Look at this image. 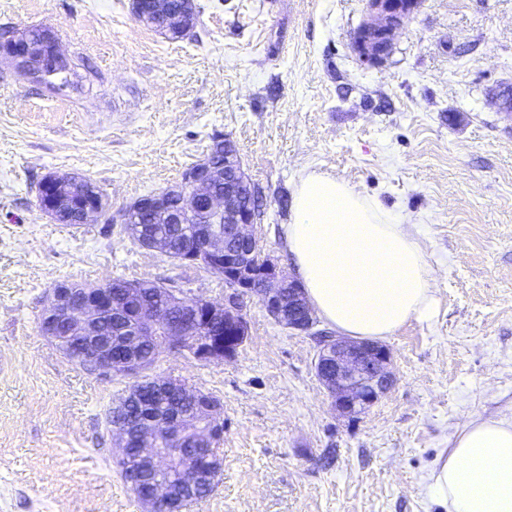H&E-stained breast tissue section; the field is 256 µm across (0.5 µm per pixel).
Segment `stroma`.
<instances>
[{
    "label": "stroma",
    "mask_w": 512,
    "mask_h": 512,
    "mask_svg": "<svg viewBox=\"0 0 512 512\" xmlns=\"http://www.w3.org/2000/svg\"><path fill=\"white\" fill-rule=\"evenodd\" d=\"M170 40L130 0H0V27L52 26L73 67L61 90L0 67V512H144L115 466L107 415L132 379L102 380L39 332L51 288L149 281L224 299V280L37 205L48 175L81 174L113 208L180 182L218 135L260 189V245L283 237L309 170L377 200L423 242L432 319L385 344L396 383L357 418L315 375V334L247 299L237 355L162 354L153 377L219 399L224 466L187 512H440L428 477L463 425L512 421V0H420L385 63L360 62L367 0H196Z\"/></svg>",
    "instance_id": "35a3bbf8"
}]
</instances>
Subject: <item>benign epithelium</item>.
<instances>
[{
  "label": "benign epithelium",
  "mask_w": 512,
  "mask_h": 512,
  "mask_svg": "<svg viewBox=\"0 0 512 512\" xmlns=\"http://www.w3.org/2000/svg\"><path fill=\"white\" fill-rule=\"evenodd\" d=\"M419 0H368L370 19L364 22L355 51L362 62H384L394 32L404 23ZM50 45L49 57L35 56L30 46L31 28L0 34V64L7 63L32 82L69 67L59 48L55 30L38 27ZM217 172L206 161L189 168L181 182L114 209L102 200L86 206L82 220L92 217L107 224H129L146 204L159 210L167 200L180 195L176 221H202L200 233L189 238L175 255L182 263L199 264L224 275V302L203 297L186 299L174 288H159L162 302L148 303L131 315L133 334L125 347L112 350V337L103 334L102 319L117 308L107 284L71 288L61 281L51 289L42 311L41 333L56 344L66 357L85 372L101 379L114 374L135 378L125 395L122 413L126 421L116 425L120 454L117 460L135 459L140 469L128 471L127 481L140 495L145 512H169L176 490L168 483L145 484L149 472L170 467V459L156 448L163 435L174 445L192 435L191 456L177 459L184 473L181 483L198 488L216 481L223 469V457L215 448L217 436L224 435L221 404L206 393L190 391L171 377L143 378L150 366L141 353L150 347L154 356L166 351L198 361L214 362L234 357V342L248 334L243 314L244 299L258 297L267 314L280 326L309 332L314 313L300 284L284 277L275 260L262 255L256 226L261 219L260 190L248 177L236 145L224 138V193L213 187ZM63 179L49 177L40 185L37 201L41 210L54 216L53 200ZM315 374L327 389L333 409L343 417H356L374 405L393 385L389 349L372 341H352L341 336H324L319 341Z\"/></svg>",
  "instance_id": "benign-epithelium-1"
}]
</instances>
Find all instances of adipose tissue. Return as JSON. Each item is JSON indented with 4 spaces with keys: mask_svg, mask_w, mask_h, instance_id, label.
I'll use <instances>...</instances> for the list:
<instances>
[{
    "mask_svg": "<svg viewBox=\"0 0 512 512\" xmlns=\"http://www.w3.org/2000/svg\"><path fill=\"white\" fill-rule=\"evenodd\" d=\"M286 241L311 304L346 335L386 338L436 311L435 271L416 233L345 180L299 177ZM428 488L443 512H512V423L468 421Z\"/></svg>",
    "mask_w": 512,
    "mask_h": 512,
    "instance_id": "1",
    "label": "adipose tissue"
}]
</instances>
